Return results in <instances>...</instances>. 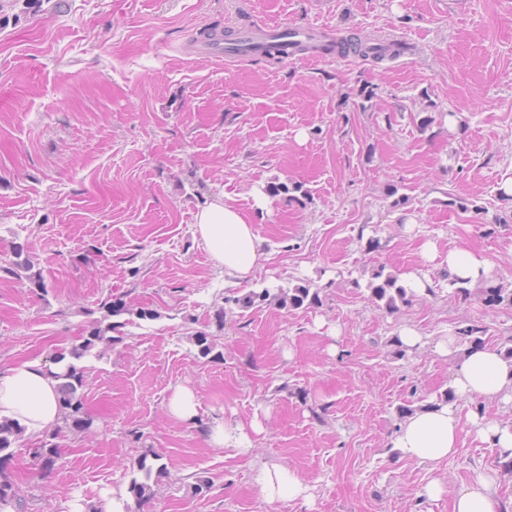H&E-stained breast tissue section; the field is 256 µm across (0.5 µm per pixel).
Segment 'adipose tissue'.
<instances>
[{
  "label": "adipose tissue",
  "mask_w": 512,
  "mask_h": 512,
  "mask_svg": "<svg viewBox=\"0 0 512 512\" xmlns=\"http://www.w3.org/2000/svg\"><path fill=\"white\" fill-rule=\"evenodd\" d=\"M195 220L201 242L215 265L223 268L225 277L236 283L248 280L262 255V240L253 220L221 195L199 206ZM448 271L472 284L494 277L492 262L465 248L449 250ZM442 350L456 361L452 378L455 402L435 400L409 415L396 431L393 447L409 459L435 465L458 453L461 435L467 431L498 449L501 458L512 459V427L488 420L472 408L476 402L512 404V362L490 346L461 353L450 342ZM4 417L17 421L32 436L57 423L56 381L40 360H28L0 372V418ZM262 431L255 421L248 425L238 421L218 424L211 427L208 443L243 455L252 445V434ZM257 482L270 500L295 501L306 495L300 478L276 465L259 467ZM499 485V471H476L455 492L451 512H512V499L502 498Z\"/></svg>",
  "instance_id": "obj_1"
}]
</instances>
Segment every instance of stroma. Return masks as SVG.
<instances>
[{"instance_id":"obj_1","label":"stroma","mask_w":512,"mask_h":512,"mask_svg":"<svg viewBox=\"0 0 512 512\" xmlns=\"http://www.w3.org/2000/svg\"><path fill=\"white\" fill-rule=\"evenodd\" d=\"M306 21L411 50L380 63L197 53L211 29ZM509 174L512 0H0V370L70 348L100 299L128 306L123 340L83 360L90 431H63L50 469L32 458L42 436L11 446L18 512H106L156 454L159 492L127 497L128 512H450L489 466L512 497V472L471 434L437 465L389 445L403 409L451 388L440 341L469 320L486 345L512 336V307L454 298L447 265L449 249L472 250L512 289ZM216 193L264 240L236 287L195 234ZM19 256L30 266L10 274ZM380 270L429 290L388 310L370 288ZM299 285L313 297L297 307L241 304ZM406 327L417 347L399 346ZM178 386L196 394L195 422L167 414ZM226 419L262 425L249 454L207 443ZM263 463L295 472L307 501L267 500ZM434 480L444 494L422 496Z\"/></svg>"}]
</instances>
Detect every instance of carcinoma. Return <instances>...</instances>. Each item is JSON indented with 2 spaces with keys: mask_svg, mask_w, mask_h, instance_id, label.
I'll use <instances>...</instances> for the list:
<instances>
[{
  "mask_svg": "<svg viewBox=\"0 0 512 512\" xmlns=\"http://www.w3.org/2000/svg\"><path fill=\"white\" fill-rule=\"evenodd\" d=\"M339 48H351L364 57L382 61L388 56L394 57L401 54L404 45L397 42L386 44L369 35H363L340 42ZM309 291L310 288L303 285L293 288L291 294L279 291L272 295L266 289L259 295L246 296L242 299V305L249 307L255 303V300L264 301L271 295L282 306L287 304L300 306L308 298ZM372 292L377 299L386 300V307L390 310L396 308L399 301L408 302L406 289L396 286V277L391 274L385 277L383 283L372 287ZM477 294L489 307L501 305L512 307V289L498 285L492 288H479ZM100 309L102 318L91 326L86 335L80 337V342L73 345L68 352H61L51 358L52 363L59 366V371L53 373V377L57 380V398L61 408V425L57 427L59 432L72 427L78 429L91 427L92 421L82 416L87 368L78 365L77 361L90 355L99 358L114 343L122 340L120 336L111 335V332L119 330L122 324L113 323L110 318L124 311L132 312L125 303L114 302L110 297L100 303ZM484 333L485 327L475 321L467 322L464 326L457 328V338L472 347L483 344ZM23 432L24 428L18 422L7 418L0 420V512L14 507L17 502V492L5 473L9 461V455L5 454V450L10 448L12 442ZM32 456L37 458L38 464L44 468L52 467L62 459L59 446L47 442L33 449ZM137 468L143 473V478L132 479L129 490L136 500L147 501L155 496V490L150 483L152 467L146 464V460L141 459L138 461Z\"/></svg>",
  "mask_w": 512,
  "mask_h": 512,
  "instance_id": "carcinoma-1",
  "label": "carcinoma"
}]
</instances>
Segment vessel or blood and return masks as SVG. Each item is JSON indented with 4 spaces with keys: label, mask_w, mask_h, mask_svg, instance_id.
<instances>
[{
    "label": "vessel or blood",
    "mask_w": 512,
    "mask_h": 512,
    "mask_svg": "<svg viewBox=\"0 0 512 512\" xmlns=\"http://www.w3.org/2000/svg\"><path fill=\"white\" fill-rule=\"evenodd\" d=\"M320 37L315 25L299 23L289 28H281L276 23L234 30L229 40L212 46L215 58H255L263 56L269 45H276L281 58L290 59L298 54H306L308 60L323 59L324 53L318 50Z\"/></svg>",
    "instance_id": "obj_1"
}]
</instances>
